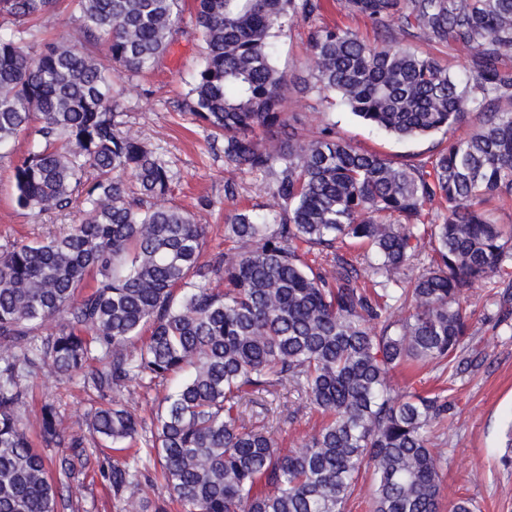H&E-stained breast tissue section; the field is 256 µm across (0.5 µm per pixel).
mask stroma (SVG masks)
Masks as SVG:
<instances>
[{
	"label": "stroma",
	"mask_w": 512,
	"mask_h": 512,
	"mask_svg": "<svg viewBox=\"0 0 512 512\" xmlns=\"http://www.w3.org/2000/svg\"><path fill=\"white\" fill-rule=\"evenodd\" d=\"M315 26L340 25L368 42L378 31L366 19L349 14L341 0H324ZM308 28L284 30L277 38L278 63L288 72L309 76ZM203 47L191 24H183L155 69L129 79L124 86L121 119L148 146L161 154L174 174L171 202L194 213L208 227L206 256L227 251L232 245L227 225L237 210L261 207L268 202L258 175L234 169L224 160V143L209 138L196 118L184 108L189 84L202 59ZM288 109L301 113L307 124H335L342 137L355 147L376 151L401 161L427 154L432 144L463 137L474 131L479 119L470 116L453 132L438 131L425 139H399L380 132L349 112L340 102L322 100L314 93L292 98ZM28 149L21 137L0 150V244L14 239H33L67 231L78 223L80 204L67 210L33 215L19 207L13 196L11 175ZM237 186V195H224L226 181ZM491 285L476 284L468 294L474 310L475 334L459 368L431 364L397 370L391 383L399 391L446 390L450 409L447 421L431 434L432 446L441 457L442 505L470 498L480 512H512V464L504 463V432L512 419V316L503 317L492 303ZM29 396L24 407L28 422H36L43 404L60 412L67 434L85 438L86 448L101 462H115L119 453L95 447L90 441L86 417L91 409L112 402L84 385L81 377L63 378L42 373L27 378ZM97 465L72 480L57 500V512H121Z\"/></svg>",
	"instance_id": "35a3bbf8"
}]
</instances>
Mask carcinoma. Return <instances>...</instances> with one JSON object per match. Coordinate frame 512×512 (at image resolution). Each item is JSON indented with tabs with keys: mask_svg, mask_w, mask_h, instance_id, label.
<instances>
[{
	"mask_svg": "<svg viewBox=\"0 0 512 512\" xmlns=\"http://www.w3.org/2000/svg\"><path fill=\"white\" fill-rule=\"evenodd\" d=\"M56 2L0 0V145L31 137L13 167L16 203L84 204L68 233L0 246V512H56L61 479L91 465L51 405L37 430L57 456L33 444L22 379L45 367L114 395L182 376L149 437L125 404L90 414L104 446L133 451L99 466L125 512H145L127 493L150 462L168 494L153 512L170 500L182 512H345L363 470L373 512H440L430 433L447 397L397 394L390 380L403 365L456 359L473 334L475 283L503 285L499 310L512 315V225L484 208L512 201V0H344L382 39L310 31V83L275 64L274 39L310 24L321 0H194L204 56L185 107L269 197L267 214L231 216L235 246L209 260L206 226L170 204L172 171L120 130L112 95L111 74L156 67L183 24L181 0H75L72 26L110 67L69 39L31 41ZM414 38L462 51L468 75L406 48ZM302 90L401 138L480 122L396 162L334 124L305 130L285 111ZM350 244L364 248L368 275ZM421 255L422 270L401 280ZM287 385L299 405L286 417L308 408L322 421L284 450L265 419Z\"/></svg>",
	"mask_w": 512,
	"mask_h": 512,
	"instance_id": "cac0c4a2",
	"label": "carcinoma"
}]
</instances>
